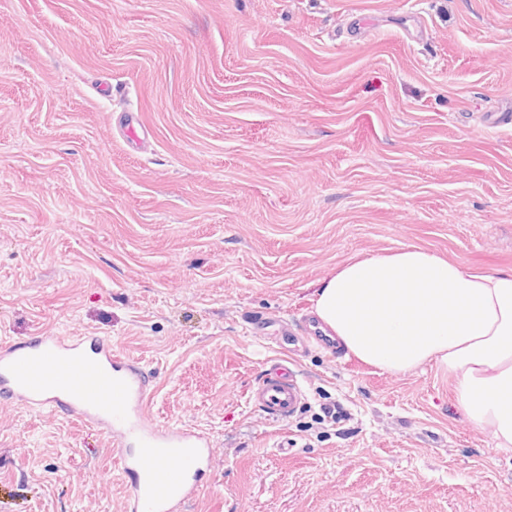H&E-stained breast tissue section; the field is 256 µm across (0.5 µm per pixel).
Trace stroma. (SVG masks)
<instances>
[{
  "label": "stroma",
  "instance_id": "obj_1",
  "mask_svg": "<svg viewBox=\"0 0 512 512\" xmlns=\"http://www.w3.org/2000/svg\"><path fill=\"white\" fill-rule=\"evenodd\" d=\"M509 111L512 0H0V339L139 360L213 441L184 512H512V450L434 365L313 350L288 422L249 403L284 342L251 319L297 331L348 258L512 268ZM124 497L95 428L0 403V512Z\"/></svg>",
  "mask_w": 512,
  "mask_h": 512
}]
</instances>
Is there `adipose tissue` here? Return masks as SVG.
Segmentation results:
<instances>
[{
    "instance_id": "obj_1",
    "label": "adipose tissue",
    "mask_w": 512,
    "mask_h": 512,
    "mask_svg": "<svg viewBox=\"0 0 512 512\" xmlns=\"http://www.w3.org/2000/svg\"><path fill=\"white\" fill-rule=\"evenodd\" d=\"M313 312L367 365L447 371L470 425L512 448V269L484 273L414 245L353 257L317 284Z\"/></svg>"
}]
</instances>
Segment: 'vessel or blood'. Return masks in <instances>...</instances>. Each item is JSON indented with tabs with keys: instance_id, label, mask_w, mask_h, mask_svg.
Instances as JSON below:
<instances>
[{
	"instance_id": "vessel-or-blood-1",
	"label": "vessel or blood",
	"mask_w": 512,
	"mask_h": 512,
	"mask_svg": "<svg viewBox=\"0 0 512 512\" xmlns=\"http://www.w3.org/2000/svg\"><path fill=\"white\" fill-rule=\"evenodd\" d=\"M290 357L274 360L249 402L276 423L290 419L305 395ZM144 366L110 338L82 332L34 336L27 345L0 341V400L36 414L64 413L98 428L124 479V512H180L199 491L208 464L206 433L160 423Z\"/></svg>"
}]
</instances>
